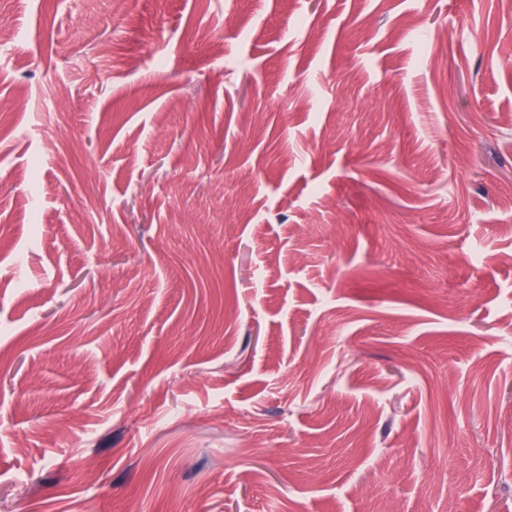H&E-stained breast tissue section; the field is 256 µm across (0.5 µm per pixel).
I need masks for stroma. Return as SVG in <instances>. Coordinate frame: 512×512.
Returning <instances> with one entry per match:
<instances>
[{
	"mask_svg": "<svg viewBox=\"0 0 512 512\" xmlns=\"http://www.w3.org/2000/svg\"><path fill=\"white\" fill-rule=\"evenodd\" d=\"M0 32V512H512V0Z\"/></svg>",
	"mask_w": 512,
	"mask_h": 512,
	"instance_id": "1",
	"label": "stroma"
}]
</instances>
